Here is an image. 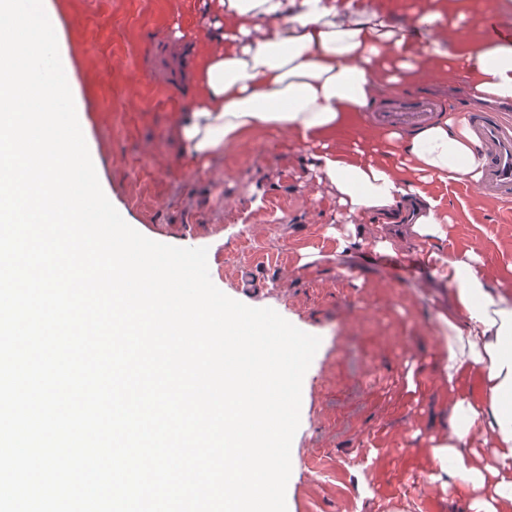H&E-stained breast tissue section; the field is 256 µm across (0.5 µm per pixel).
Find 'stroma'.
<instances>
[{
	"mask_svg": "<svg viewBox=\"0 0 512 512\" xmlns=\"http://www.w3.org/2000/svg\"><path fill=\"white\" fill-rule=\"evenodd\" d=\"M50 2L64 6L60 49L122 218L154 241L207 248L223 293L321 339L302 386L287 512H458L459 495L430 478L448 385L436 373L409 382L434 362L448 307L418 247L384 256L367 224L364 245L337 253L334 198L286 135H255L203 170L185 165L174 133L184 74L169 29L196 30L197 0ZM427 189L448 215L449 250H476L493 271L512 262V205L463 182ZM304 248L318 251L315 266L300 265ZM248 267L257 281H241Z\"/></svg>",
	"mask_w": 512,
	"mask_h": 512,
	"instance_id": "stroma-1",
	"label": "stroma"
}]
</instances>
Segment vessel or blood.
Segmentation results:
<instances>
[{
  "mask_svg": "<svg viewBox=\"0 0 512 512\" xmlns=\"http://www.w3.org/2000/svg\"><path fill=\"white\" fill-rule=\"evenodd\" d=\"M434 107V98L421 88L406 89L398 94L396 103L387 111L374 113L373 120L382 127L417 128L430 122ZM467 110L472 130L487 156L477 190L486 197L511 203L512 120L472 104Z\"/></svg>",
  "mask_w": 512,
  "mask_h": 512,
  "instance_id": "1",
  "label": "vessel or blood"
}]
</instances>
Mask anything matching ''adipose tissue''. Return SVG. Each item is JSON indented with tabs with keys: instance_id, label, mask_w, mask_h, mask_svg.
Instances as JSON below:
<instances>
[{
	"instance_id": "obj_1",
	"label": "adipose tissue",
	"mask_w": 512,
	"mask_h": 512,
	"mask_svg": "<svg viewBox=\"0 0 512 512\" xmlns=\"http://www.w3.org/2000/svg\"><path fill=\"white\" fill-rule=\"evenodd\" d=\"M349 0H201L208 46L188 64L177 137L189 165L210 161L259 130L309 152L317 182L351 217L339 247L375 224L376 250L413 239L449 285L438 366L448 380L432 479L456 485L463 512H512V263L490 277L475 250L445 253L448 216L425 190L478 183L486 155L466 116L367 134L378 97L420 75L425 56L455 73L482 104L512 105V37L468 36L448 0L414 9L391 0L371 20H349ZM345 23H335L336 15ZM414 15L405 27V15Z\"/></svg>"
}]
</instances>
